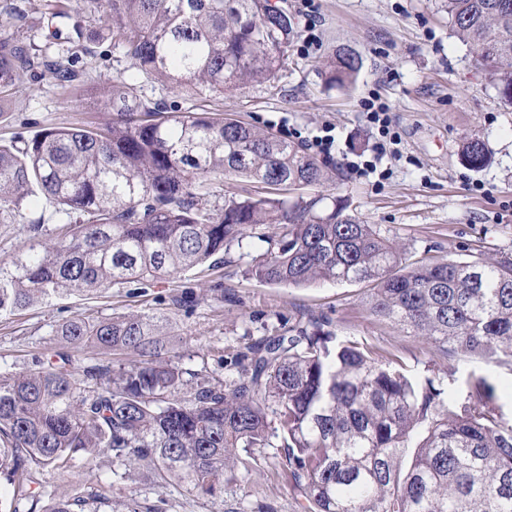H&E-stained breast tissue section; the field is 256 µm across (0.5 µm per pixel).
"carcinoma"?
<instances>
[{"label": "carcinoma", "instance_id": "obj_1", "mask_svg": "<svg viewBox=\"0 0 512 512\" xmlns=\"http://www.w3.org/2000/svg\"><path fill=\"white\" fill-rule=\"evenodd\" d=\"M94 27L76 28L78 53L48 58L21 39L0 40V101L41 76L67 88L96 27L142 70L198 92L271 84L284 67L294 19L272 0H86ZM447 0L453 32L501 101L512 106V0ZM362 67L349 49L321 62L330 82L352 85ZM112 121L48 126L0 144V215L37 193L69 221L48 243L0 267V314L63 295L202 274L255 237L267 244L248 274L269 284H371L370 313L420 336L442 361L491 360L512 371V259L408 261L399 242L347 213L342 198L285 196L271 180L337 186L336 174L301 145L231 118L150 106L119 78L94 87ZM461 160L481 168L484 143ZM269 186L211 206L212 179ZM262 224L276 230L254 235ZM160 318L71 317L65 344L23 374L0 373V498L26 512H84L97 498L60 500L38 484L45 468L106 453L146 464L157 482L176 477L211 492L258 448L279 440L303 512H512V425L492 407L482 377L452 403L434 379L412 382L386 350L336 341L326 317L308 316L248 342L233 376L189 373L163 353ZM130 349L117 368L75 365L72 349ZM190 395L180 396L184 385Z\"/></svg>", "mask_w": 512, "mask_h": 512}]
</instances>
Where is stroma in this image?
I'll list each match as a JSON object with an SVG mask.
<instances>
[{
	"instance_id": "1",
	"label": "stroma",
	"mask_w": 512,
	"mask_h": 512,
	"mask_svg": "<svg viewBox=\"0 0 512 512\" xmlns=\"http://www.w3.org/2000/svg\"><path fill=\"white\" fill-rule=\"evenodd\" d=\"M294 14L296 32L285 67L271 85H246L201 95L143 72L108 30H98L90 54L79 67L87 78L123 77L142 97L181 112L233 118L307 144L331 126L336 148L326 162L340 174L339 196L349 211L402 243L410 260L512 255V107L473 65L468 48L453 33L446 0H315L313 16L298 14L297 0H276ZM66 17H52L53 6ZM84 0H0V39L16 37L40 46L67 41L85 21ZM319 47L302 54L307 28ZM348 47L362 60L355 83L330 84L318 66L337 48ZM378 96L400 144L379 164L380 174L360 176L349 164L371 156L374 137L360 103ZM87 90L69 91L35 78L19 85L0 104V141L26 138L49 125L100 123ZM480 139L490 153L484 167L462 164L468 138ZM53 204L29 198L12 222L0 223V266H8L39 242L56 234ZM250 256L231 249L207 276L186 272L132 290L115 286L104 293L72 294L0 315V371L21 374L56 350V326L67 318L113 313H149L162 318L171 360L182 370L228 372L226 360L246 342L286 330L307 314L324 315L334 334L381 347L397 356L416 380L435 376L445 398L468 392L470 375L484 377L495 391L497 411L512 423V372L477 359L457 361L454 371L434 372V356L421 338L373 317L365 283L321 282L304 287L268 284L248 277ZM224 284L223 297L211 295L212 282ZM191 291L199 301L178 307L176 297ZM41 480L56 495H82L93 481L105 497L99 512H303L293 478L277 448L257 449L248 469L214 492L202 493L171 480L159 484L146 468L132 469L99 454L93 478L82 469H49Z\"/></svg>"
}]
</instances>
